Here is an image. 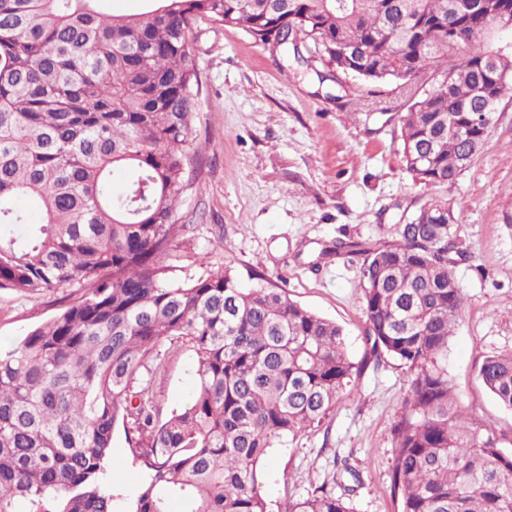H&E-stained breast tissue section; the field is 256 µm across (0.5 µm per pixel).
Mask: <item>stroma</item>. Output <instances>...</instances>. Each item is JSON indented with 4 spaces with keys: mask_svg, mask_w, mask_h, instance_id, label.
<instances>
[{
    "mask_svg": "<svg viewBox=\"0 0 512 512\" xmlns=\"http://www.w3.org/2000/svg\"><path fill=\"white\" fill-rule=\"evenodd\" d=\"M201 92L193 126L191 186L175 214L181 233L166 251L161 278L177 283L223 270L241 285L256 280L336 322L362 369L318 427L271 448L261 465L269 512L320 486L345 495L354 512H396L390 474L392 428L412 371L392 358L365 362L360 258L323 262L342 235L377 240L381 225L402 224L424 203L461 204L455 268L464 309L448 339V380L475 418L512 437V412L477 377L481 355L512 349V98H503L483 151L453 186L427 185L407 170L396 84L334 82L256 42L245 31L198 20L192 30ZM57 288L23 296L0 289V347L79 297ZM190 343L171 347L144 373L160 416L182 407L196 382ZM107 471L118 504L144 479L117 424Z\"/></svg>",
    "mask_w": 512,
    "mask_h": 512,
    "instance_id": "stroma-1",
    "label": "stroma"
}]
</instances>
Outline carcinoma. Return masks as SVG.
Here are the masks:
<instances>
[{
    "label": "carcinoma",
    "mask_w": 512,
    "mask_h": 512,
    "mask_svg": "<svg viewBox=\"0 0 512 512\" xmlns=\"http://www.w3.org/2000/svg\"><path fill=\"white\" fill-rule=\"evenodd\" d=\"M100 2L0 0V288L84 291L0 350V512H116L106 463L119 420L144 471L129 512H169L173 498L183 512H268L261 462L318 426L360 365L336 323L262 283L226 271L160 282L189 186L191 27L206 18L265 44L292 26L301 44L281 48L305 63L313 42L337 87L397 83L407 170L451 186L512 96V55L492 43L512 28V0H147L128 15ZM118 167L133 171L120 193ZM459 222L434 201L389 239L345 235L321 251L361 259L367 358L414 372L393 429L400 512H512V450L448 382ZM180 341L199 355L197 389L161 419L130 387L160 344ZM478 377L512 411V351L482 356ZM287 512L353 509L318 487Z\"/></svg>",
    "instance_id": "1"
}]
</instances>
